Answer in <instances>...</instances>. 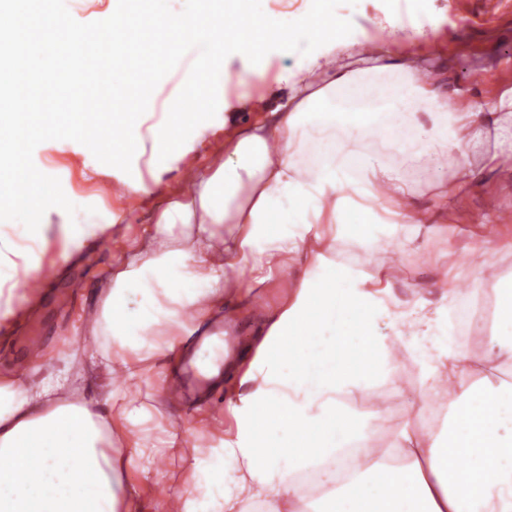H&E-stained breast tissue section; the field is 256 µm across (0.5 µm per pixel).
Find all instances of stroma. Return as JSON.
I'll list each match as a JSON object with an SVG mask.
<instances>
[{
    "mask_svg": "<svg viewBox=\"0 0 512 512\" xmlns=\"http://www.w3.org/2000/svg\"><path fill=\"white\" fill-rule=\"evenodd\" d=\"M410 60L416 67L441 73L451 103L473 111H487L489 104L512 94V0H429L420 23V32L411 38ZM188 109L197 110L196 125L186 135L189 152L175 159L160 177L171 190L184 189L189 169L204 165L224 145L221 124L225 114L237 122H253L259 112L236 95L205 100L194 97ZM494 132H487L480 144L470 148L468 161L479 171L478 181L465 194L450 197L448 216L436 220V229L423 234L403 250L377 253L384 267H397L392 285L398 293L407 287H438L447 272L462 271L457 285L469 290L486 261H497L500 268L512 267V167L493 169L489 158L498 152ZM47 175L57 177L68 198H81L83 210L94 222H111L106 234L88 238L81 248L62 254L57 235L68 214L53 208L48 222L50 243L42 256L43 278L40 291L32 292L26 283L18 291L29 301L17 313L7 330L0 331V375L21 380L33 377L25 366L24 342L32 336L43 343L42 374L68 370L77 380L78 392L105 401L113 389L124 387L121 376L95 364L92 324L82 319L88 308H98L112 279L116 260L128 253L135 240L152 224L155 212L165 206L164 195L143 200L129 198L120 186L126 173L105 165L93 154H79L67 144L49 140L37 150ZM455 161L450 157L427 156L423 167L408 173L413 200L430 206L444 184L452 182ZM502 207L501 231L493 242L481 244L480 226L490 201ZM82 280L80 290H72L74 280ZM167 369L162 360L150 363L146 382L134 391L155 419L171 427L201 428L212 444H219L230 424L224 413L226 387H218L205 400L185 394L175 402L158 384ZM159 478L139 470L125 469L121 480L138 493L139 512H159L161 487L179 488L190 479L181 453L169 452L158 462Z\"/></svg>",
    "mask_w": 512,
    "mask_h": 512,
    "instance_id": "stroma-1",
    "label": "stroma"
}]
</instances>
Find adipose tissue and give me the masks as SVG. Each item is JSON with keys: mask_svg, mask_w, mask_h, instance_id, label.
Here are the masks:
<instances>
[{"mask_svg": "<svg viewBox=\"0 0 512 512\" xmlns=\"http://www.w3.org/2000/svg\"><path fill=\"white\" fill-rule=\"evenodd\" d=\"M363 18L361 0L267 10L277 47L303 60L298 81L266 118L227 134L223 156L157 214L101 302L93 357L137 383L148 360H179L180 338L213 309L237 313L252 307L255 289L284 287L279 307L261 316L259 343L230 372L246 391L227 403L234 424L222 444L208 446L199 430L144 434L152 415L125 390L103 406L61 403L66 374L30 384L3 377L0 512H138L118 470L155 473L163 450L186 444L193 483L171 493L181 512H512V432L501 427L512 386L490 378L512 373V268L494 277L500 302L478 356L455 332L467 302L459 288L404 297L373 261L412 244L434 218L411 202L405 163L453 153V190L475 183L467 152L490 127L512 142V98L487 112L458 109ZM356 45L361 67L310 81L336 48ZM224 63L216 72L197 61L215 94L232 85L241 99L261 96L267 67L234 47ZM182 107L179 96L147 101L121 127V148L151 170L181 155ZM163 135L171 146L162 154ZM46 243L41 225H0V325L24 302L18 284L41 278ZM320 354L340 355L339 367L312 371ZM404 361L418 373L400 371ZM410 391L420 394L410 408L421 425H403L375 454L370 422L386 412L363 413L364 401ZM116 432L135 438L117 460L108 452ZM308 471L324 490L315 500L302 494Z\"/></svg>", "mask_w": 512, "mask_h": 512, "instance_id": "1", "label": "adipose tissue"}]
</instances>
